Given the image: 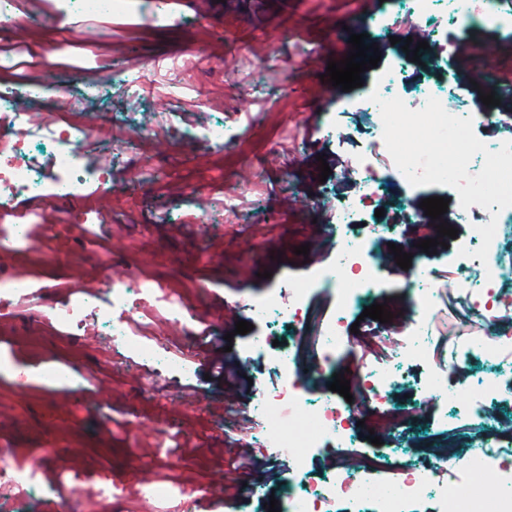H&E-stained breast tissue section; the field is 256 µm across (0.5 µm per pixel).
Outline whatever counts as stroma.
<instances>
[{
    "mask_svg": "<svg viewBox=\"0 0 512 512\" xmlns=\"http://www.w3.org/2000/svg\"><path fill=\"white\" fill-rule=\"evenodd\" d=\"M15 8L31 23L20 35L0 23V54L22 63L0 69V92H17V105L46 122L58 90L77 96L97 87L82 119L106 136L84 167L96 173L97 158L111 157L114 187L90 184L79 197L24 196L17 211L27 234L0 249V278L28 283L32 299L48 308L66 304L76 287L97 289L108 303L104 287L115 276L149 285L152 298L130 320L161 357L115 344L111 321L98 314L74 325L1 315L0 448L10 451L5 469L27 476L33 489L0 503V512H71L75 505L81 512H194L200 497L206 512H268L269 500L317 486L340 466L359 472L379 457L393 468L436 471L438 461L422 462L420 454L433 440L455 437L464 451L512 431V395L468 414L425 393L421 381L432 363L404 358L386 404L362 412L351 452L316 448L302 470L290 469L286 455L263 447L251 417L256 396L281 380L271 363L279 345L297 344L307 331L279 317L253 318L248 309L308 281V310L316 322L330 318L336 298L312 278L336 262L342 229L333 211L356 191V158L371 145V117L353 104L399 57L401 40L429 44L405 65L407 99L426 88L448 95L491 144L512 132L504 122L512 97L485 105L480 96L494 91L493 80L472 83L478 66L493 79L512 70V55L475 62L495 38H511L512 26L459 30L448 0H437L428 17L414 14L410 0H377L364 13L344 0H196L165 27L150 25V0H124L109 14L60 0H15ZM89 30L97 40H86ZM361 33L381 60L364 71L362 87L345 92L324 74L329 62L348 57L350 36ZM48 70L57 76L50 88L42 85ZM143 76L145 95L127 96L125 81ZM25 86L34 97L21 95ZM215 129L223 130L222 143L209 141ZM324 162L331 173L322 180ZM384 194L383 216L368 208L357 220L381 227L369 241L378 256L393 259L399 247L428 271L436 289L427 324L432 349L445 355L491 335L492 325L469 313L451 286L457 245L470 225H459L447 246L422 252L419 241L438 231L404 217L412 193L402 183L387 182ZM87 212L95 221L84 226ZM304 244L310 251L303 257L295 249ZM175 301L183 320L169 314ZM375 303L392 313L378 326L390 341L418 317L397 283L377 286L354 311ZM239 320L253 323L252 332L235 333ZM203 326L216 340L231 336L224 360L241 376L236 386L211 378L209 357L187 333ZM257 336L269 340L260 353L250 349ZM378 351L376 342L349 334L333 370L311 382L307 403H319L335 375L357 381ZM371 433L380 445L368 441ZM242 447L260 467L235 487L225 451ZM49 453L51 466L43 463Z\"/></svg>",
    "mask_w": 512,
    "mask_h": 512,
    "instance_id": "stroma-1",
    "label": "stroma"
}]
</instances>
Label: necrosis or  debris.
<instances>
[{
	"instance_id": "obj_1",
	"label": "necrosis or debris",
	"mask_w": 512,
	"mask_h": 512,
	"mask_svg": "<svg viewBox=\"0 0 512 512\" xmlns=\"http://www.w3.org/2000/svg\"><path fill=\"white\" fill-rule=\"evenodd\" d=\"M59 104L65 110L63 118L53 126L38 130L30 126L26 113L16 108L11 97L0 96V215L9 212L14 199L21 194L48 192L72 196L82 192L86 177L80 165V147L94 143L95 138L77 114L76 99L65 97ZM35 139L48 140L54 145L52 181L45 182L34 176L28 145ZM355 171L358 175L355 194L336 204V221L343 224L345 232L336 251L335 266L319 271L314 283L293 284L286 295L273 294L249 306L256 317L264 318L274 313L301 324L309 318L306 297L312 284H320L332 291L336 296L333 315L313 338L315 364L321 372L333 366L344 345L348 317L356 302L369 291L381 268L376 253L351 233L356 226V216L383 198L386 178L402 176L394 165L379 171L365 153L358 156ZM452 214L463 224L477 216L483 222L496 224L487 260L473 259L470 275L458 276L454 283L473 314L485 319L502 317L512 309V304L505 302L498 291L504 278H512V249L503 247L507 233L512 232V207L501 210L494 217L482 212L480 206L465 209L456 204ZM404 280L406 288L416 297L421 320L407 332L404 342L386 347L379 364L370 367L360 378L359 388L365 402L373 407L385 403L386 388L392 380L387 368L390 361L404 354L419 360L432 357L424 339L423 322L433 304L432 291L426 286L425 276L409 273ZM109 292L111 300L104 312L112 317L114 341L147 352V345L128 331L123 313L150 298L152 288L117 278L110 283ZM293 355V349L288 347L275 356L274 365L283 374L281 383L259 393L253 409L266 425L265 446L287 453L290 465L298 469L305 465L312 449L319 447L324 437L333 438L337 447L348 446L354 415L333 397L314 406L307 404L308 380L291 369ZM476 358L488 362L512 358V327L501 329L496 335L449 355L448 366L434 370L426 379V392L442 393L452 402L468 399V388L458 382L456 370L460 362ZM468 401L471 412L481 410V401ZM458 466L473 473L490 472L495 488L492 498L459 500L454 485L436 481L433 472L417 468L388 481L378 479L373 475L377 463L372 460L364 473L354 474L341 469L319 487L290 495V509L291 512H333L336 503L346 502L356 507L374 503L383 507L384 512H403L407 503L430 494L435 499L434 512H512V435L504 438L498 447L473 449L459 460Z\"/></svg>"
}]
</instances>
